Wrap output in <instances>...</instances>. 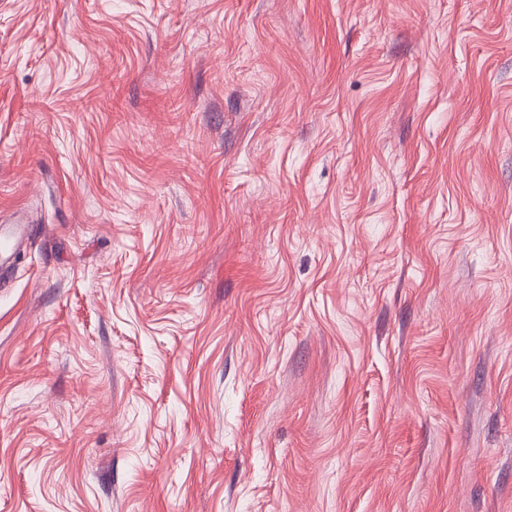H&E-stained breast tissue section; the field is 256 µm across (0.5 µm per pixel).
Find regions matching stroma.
Returning <instances> with one entry per match:
<instances>
[{"label": "stroma", "instance_id": "1", "mask_svg": "<svg viewBox=\"0 0 512 512\" xmlns=\"http://www.w3.org/2000/svg\"><path fill=\"white\" fill-rule=\"evenodd\" d=\"M0 512H512V0H0Z\"/></svg>", "mask_w": 512, "mask_h": 512}]
</instances>
